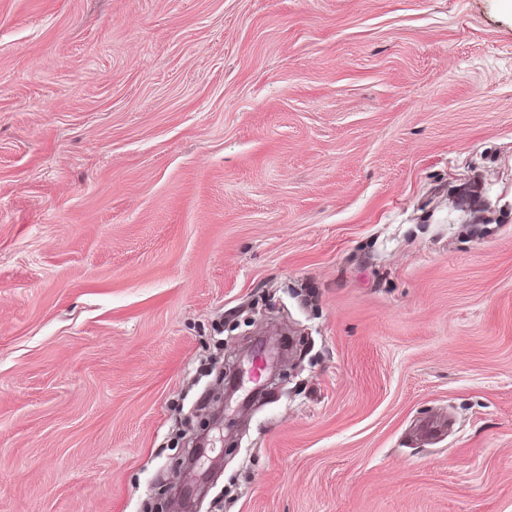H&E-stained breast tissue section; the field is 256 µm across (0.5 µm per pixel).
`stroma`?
<instances>
[{
	"mask_svg": "<svg viewBox=\"0 0 512 512\" xmlns=\"http://www.w3.org/2000/svg\"><path fill=\"white\" fill-rule=\"evenodd\" d=\"M217 349L189 512H512L504 0H0V512H143Z\"/></svg>",
	"mask_w": 512,
	"mask_h": 512,
	"instance_id": "35a3bbf8",
	"label": "stroma"
}]
</instances>
